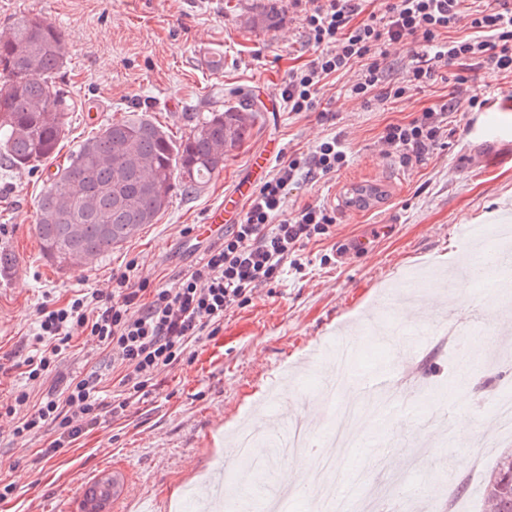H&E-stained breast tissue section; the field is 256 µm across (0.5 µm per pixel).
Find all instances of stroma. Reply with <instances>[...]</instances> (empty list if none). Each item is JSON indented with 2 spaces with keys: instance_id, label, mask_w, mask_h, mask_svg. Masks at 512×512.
<instances>
[{
  "instance_id": "obj_1",
  "label": "stroma",
  "mask_w": 512,
  "mask_h": 512,
  "mask_svg": "<svg viewBox=\"0 0 512 512\" xmlns=\"http://www.w3.org/2000/svg\"><path fill=\"white\" fill-rule=\"evenodd\" d=\"M275 9L270 27L249 19ZM22 13L48 18L66 40V63L56 85L74 103L67 115V137L59 156L69 153L100 125L136 111L158 123L172 138L187 134L198 115L241 100L261 116L245 143L234 150L219 175L201 190H175L167 210L109 255L59 267L41 253L34 227L37 205L47 187V168L19 169L0 157V408L19 385L39 404L66 379L96 374L105 393L117 388L112 363L95 342L77 337L56 375L24 383L15 363L31 349L36 310L43 302H65L75 295L110 291L112 275L137 263L141 275L171 284L178 271L198 261L203 244L191 235L211 208L224 200L250 168L253 154L277 144L283 156L312 151L338 137L349 162L335 177L289 187L286 209L306 204L327 208L335 222L328 234L311 240L295 264L261 288L251 300L224 315V325L192 348L191 362L161 372L149 396L132 401L125 416L102 414L54 457L41 450L57 438L54 428L41 438L13 436L0 420V481L14 492L0 500V512H81L83 491L101 474L121 470L126 497L114 512H197L187 492L206 494L214 481L236 487L237 512L255 505L274 485L294 480L277 447L288 433L287 412L310 417L311 438L324 448L330 427L348 433L351 445L333 448L341 477L352 480L379 512H402L401 501L374 492L371 475L396 459L403 487L421 484L430 512L452 502L455 512H481L483 478L499 453L480 448L470 467L455 463L466 440L498 434L490 412L501 381H512V356L496 365L472 356L469 346L505 345L512 333V305L463 280L433 294L426 306L402 311L388 291L412 265L448 272L447 255L472 249L471 225L493 230L512 218V75L475 70V83L487 104L474 108L459 96L441 134L420 163L386 152L381 136L388 124L406 121L426 107L443 103L452 91L436 81L425 91L382 104L350 97L356 71L327 79L324 101L333 119L317 113L262 109L264 96H280L291 71L306 68L318 49L309 43L304 10L292 0H0V31ZM209 40L224 54L216 77L191 62L198 40ZM95 122L86 119L87 109ZM486 124L505 129L504 137L484 141L474 133ZM370 246L352 251L356 238ZM447 314L465 331L461 345L433 337L402 347L433 317ZM351 339L360 357L350 369L375 371L377 363L399 369L395 393L378 394L379 415L361 410L368 399L359 384H347L329 401L321 390L324 365L335 345ZM429 402L449 408L469 424L467 437L434 426L416 415L419 390ZM261 423L267 453L260 469L242 473L229 439L242 422ZM431 437L455 469L440 491L431 488L438 460L417 452L418 436ZM466 481L454 495L457 481Z\"/></svg>"
}]
</instances>
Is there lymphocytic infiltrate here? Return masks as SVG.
I'll return each instance as SVG.
<instances>
[{
    "label": "lymphocytic infiltrate",
    "instance_id": "obj_1",
    "mask_svg": "<svg viewBox=\"0 0 512 512\" xmlns=\"http://www.w3.org/2000/svg\"><path fill=\"white\" fill-rule=\"evenodd\" d=\"M361 12V0H314L304 25L320 53L288 78L283 97L291 111H317L323 81L356 63L361 73L349 93L367 103L423 91L440 69L454 66L459 70L454 94L468 95L477 106L480 95L470 77L475 67L512 75V0H393L383 16L363 22ZM461 28L467 36H458ZM394 43L410 47L399 82L385 77L387 47ZM451 109L448 102L424 108L409 121L387 126L382 140L406 160L422 161ZM347 163L348 154L335 138L280 162L275 175L252 194L240 222L173 285L153 284L129 269L115 276L110 292L77 297L62 307L40 305L33 349L23 360L27 380L51 374L73 338L87 336L109 351L117 370L124 396L109 404L113 412H124L129 397L148 396L158 373L191 360L193 344L217 335L228 309L279 278L289 256L333 224V216L320 205L285 214L288 185L312 175L335 176ZM29 398L26 390H18L6 408L15 419L14 435L31 436L54 426L60 433L52 443L56 450L64 439L97 422L107 405L92 374L67 379L61 395H48L32 412Z\"/></svg>",
    "mask_w": 512,
    "mask_h": 512
}]
</instances>
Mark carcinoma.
Instances as JSON below:
<instances>
[{
    "label": "carcinoma",
    "instance_id": "cac0c4a2",
    "mask_svg": "<svg viewBox=\"0 0 512 512\" xmlns=\"http://www.w3.org/2000/svg\"><path fill=\"white\" fill-rule=\"evenodd\" d=\"M65 63L63 34L23 15L0 32V153L13 167L56 157L70 99L55 85ZM257 113L246 104L198 118L176 141L142 114L111 121L85 139L50 177L35 233L45 258L64 267L104 256L153 224L178 186L196 192L224 169ZM487 512H512V450L484 479Z\"/></svg>",
    "mask_w": 512,
    "mask_h": 512
}]
</instances>
